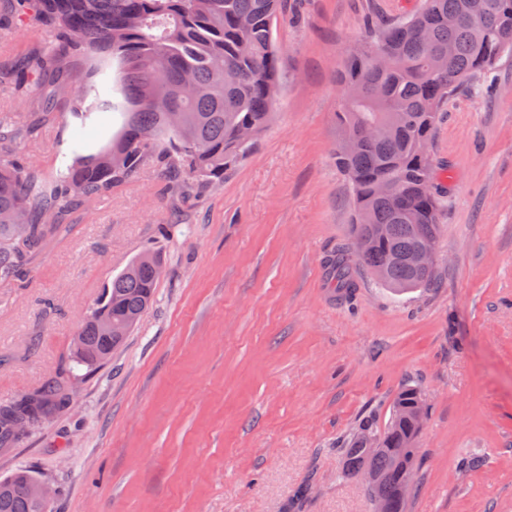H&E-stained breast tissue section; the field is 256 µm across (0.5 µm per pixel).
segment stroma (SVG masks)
<instances>
[{
	"mask_svg": "<svg viewBox=\"0 0 512 512\" xmlns=\"http://www.w3.org/2000/svg\"><path fill=\"white\" fill-rule=\"evenodd\" d=\"M421 0H288L273 36L282 87L253 152L184 195L159 169L90 201L23 278L0 284V404L34 393L87 311L138 254L161 252L156 301L67 408L0 454L29 467L49 512H373L338 451L420 390L422 464L408 512H512V57L448 100L431 149L444 215L434 287L396 296L365 270L331 298L326 259L350 245L336 168V79L363 19ZM0 30V69L53 40ZM124 122L55 101L19 152L54 180L74 137L97 151ZM477 460L462 470L461 461Z\"/></svg>",
	"mask_w": 512,
	"mask_h": 512,
	"instance_id": "obj_1",
	"label": "stroma"
}]
</instances>
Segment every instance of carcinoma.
<instances>
[{
	"label": "carcinoma",
	"mask_w": 512,
	"mask_h": 512,
	"mask_svg": "<svg viewBox=\"0 0 512 512\" xmlns=\"http://www.w3.org/2000/svg\"><path fill=\"white\" fill-rule=\"evenodd\" d=\"M17 16H35L58 40L16 71V79L36 89L43 66L70 72L71 47L100 56L104 65L79 82L58 81L43 112L67 99L71 112L129 111L122 132L96 154L72 144L73 161L46 183L18 153L20 140L37 124L20 128L0 116V282L19 278L54 241L65 216L115 185L134 179L145 167L159 168L168 188L187 193L224 180V171L252 151L273 117L280 86V54L273 25L286 0H16ZM473 15L469 0H423L401 20L376 23L371 42L347 58L340 74L346 99L336 113L340 139L336 167L346 176L353 202L354 250L339 247L326 260L340 299L349 301L356 285L349 258L382 276V286L404 294L430 288L433 268L419 269L407 255L439 235L442 204L436 162L429 152L440 112L458 86L487 74L512 55V0H483ZM457 18L448 26V16ZM453 54H448V47ZM381 48L386 65L371 53ZM118 68L117 85L107 65ZM375 126L378 135L363 137ZM390 182L396 196L376 188ZM162 256L146 251L134 258L104 289L78 329L58 374L35 393L16 400L0 419V449L16 445L24 432L14 422L57 413L69 404L78 372L89 376L112 359L152 305ZM128 325L109 333L107 322ZM422 398L402 389L384 428L364 422L340 449L343 474L369 469L376 482L370 500H383L388 512H407L412 486L408 471L418 470L417 438L422 424L413 419ZM41 481L21 469L0 478V512H48V503L30 492Z\"/></svg>",
	"instance_id": "cac0c4a2"
}]
</instances>
